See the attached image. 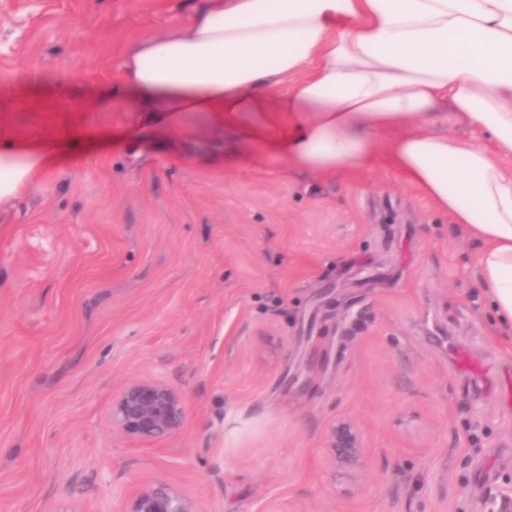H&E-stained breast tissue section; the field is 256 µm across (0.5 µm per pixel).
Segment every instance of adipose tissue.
<instances>
[{
	"label": "adipose tissue",
	"mask_w": 512,
	"mask_h": 512,
	"mask_svg": "<svg viewBox=\"0 0 512 512\" xmlns=\"http://www.w3.org/2000/svg\"><path fill=\"white\" fill-rule=\"evenodd\" d=\"M190 2L186 23L127 48L135 111L167 127L207 113L319 173L361 165L385 135L393 164L480 244L479 284L512 330V0ZM48 164L0 149V208Z\"/></svg>",
	"instance_id": "1"
}]
</instances>
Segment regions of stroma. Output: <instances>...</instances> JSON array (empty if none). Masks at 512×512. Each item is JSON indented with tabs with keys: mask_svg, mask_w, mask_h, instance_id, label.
I'll return each mask as SVG.
<instances>
[{
	"mask_svg": "<svg viewBox=\"0 0 512 512\" xmlns=\"http://www.w3.org/2000/svg\"><path fill=\"white\" fill-rule=\"evenodd\" d=\"M186 0H0V134L55 165L0 210V512H123L146 478L199 512H484L512 497V342L478 246L382 147L311 173L117 94ZM466 351L474 369L455 356ZM134 378L189 406L145 446ZM357 422L359 491L323 476ZM188 403L174 387L133 379L112 398V427L124 437L152 444L179 435L188 420ZM322 453L326 476L335 483L336 478L344 479L354 488L358 472L367 465L370 448L357 424L341 419L328 425Z\"/></svg>",
	"mask_w": 512,
	"mask_h": 512,
	"instance_id": "35a3bbf8",
	"label": "stroma"
}]
</instances>
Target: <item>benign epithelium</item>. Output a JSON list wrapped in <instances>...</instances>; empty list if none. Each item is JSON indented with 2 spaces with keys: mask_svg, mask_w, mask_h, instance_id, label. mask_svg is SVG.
<instances>
[{
  "mask_svg": "<svg viewBox=\"0 0 512 512\" xmlns=\"http://www.w3.org/2000/svg\"><path fill=\"white\" fill-rule=\"evenodd\" d=\"M188 403L174 387L150 379H133L112 398V427L124 437L152 444L179 435L188 420ZM322 453L324 473L331 481L346 480L356 486L357 474L370 457L364 435L350 419L328 425ZM123 512H199L193 498L172 483L155 478L142 480L130 495Z\"/></svg>",
  "mask_w": 512,
  "mask_h": 512,
  "instance_id": "1",
  "label": "benign epithelium"
}]
</instances>
